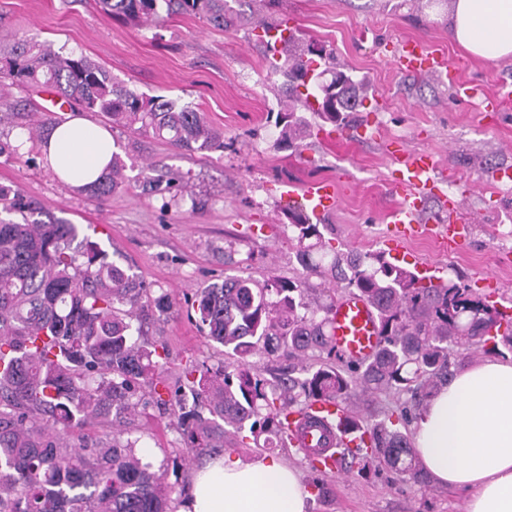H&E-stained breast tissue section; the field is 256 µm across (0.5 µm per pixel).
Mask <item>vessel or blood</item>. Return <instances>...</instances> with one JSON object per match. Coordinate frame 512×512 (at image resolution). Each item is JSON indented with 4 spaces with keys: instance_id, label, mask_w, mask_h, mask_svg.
<instances>
[{
    "instance_id": "b4317fda",
    "label": "vessel or blood",
    "mask_w": 512,
    "mask_h": 512,
    "mask_svg": "<svg viewBox=\"0 0 512 512\" xmlns=\"http://www.w3.org/2000/svg\"><path fill=\"white\" fill-rule=\"evenodd\" d=\"M395 64L408 73L428 74L444 82L452 79L440 56L417 41L408 40L402 44ZM388 155L392 162V190L398 196L399 204L392 212L383 236L387 252L394 257L404 255L414 240L423 238L436 241L443 252L461 251L471 226L457 201L442 199L441 210L434 220L425 217L426 202L433 196L437 182L446 178L435 157L397 145L389 149ZM302 198L312 216L321 219L336 209L339 193L333 182L323 180L308 184ZM329 330L337 351L350 361L369 360L380 346L376 313L363 298L354 294L337 298ZM311 412L324 421V428H291L290 443L314 449L321 436H328L332 446L323 450L316 464L321 470L340 473L342 463L337 448L356 447L361 439L345 431L343 424L347 410L343 405L318 402L312 405Z\"/></svg>"
}]
</instances>
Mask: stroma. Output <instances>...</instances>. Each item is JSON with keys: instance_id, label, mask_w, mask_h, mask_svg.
<instances>
[{"instance_id": "stroma-1", "label": "stroma", "mask_w": 512, "mask_h": 512, "mask_svg": "<svg viewBox=\"0 0 512 512\" xmlns=\"http://www.w3.org/2000/svg\"><path fill=\"white\" fill-rule=\"evenodd\" d=\"M238 20L218 29L191 15L161 26L135 25L101 13L95 0H0V37L52 44L98 63L112 78L147 95L188 103L224 133L225 149L189 154L167 141L112 126L125 160L126 181L97 199L64 184L43 161L0 155V184L20 189L50 215L84 226L110 258L131 266L174 308L147 325L149 340L165 343L167 378L176 381L186 363H224L219 344L199 332L190 316L196 291L225 275L258 281L271 276L304 279L319 300L323 279L297 259L294 230L284 211L285 186L335 178L343 187L337 210L322 233L339 250H381L386 216L397 202L387 185L385 145L397 140L410 151H427L449 170L445 195L459 200L472 219L462 252L442 255L431 240L413 252L440 267V276L469 286L492 275L512 293V179L496 182V169L512 167V99L485 111L478 99L456 97L451 84L401 72L393 55L407 38L440 50L449 71L498 97L512 89V62L489 64L465 55L448 40L438 0H283L281 15L327 54L326 65L350 72L375 98L369 111L350 113L352 126L337 139L306 137L299 149L274 147L279 130L282 79L266 56L259 24L269 17L259 0H237ZM42 89L11 88L0 98V134L15 137L36 114L48 111ZM76 105L52 111L56 121ZM152 164L160 190L143 191L140 170ZM179 179L171 194L163 185ZM206 201L192 211L193 201ZM139 421L149 429L139 444L153 465L182 454L169 416L149 408ZM308 512H466L463 495L404 480L391 469L368 478L346 470L325 479L323 495Z\"/></svg>"}]
</instances>
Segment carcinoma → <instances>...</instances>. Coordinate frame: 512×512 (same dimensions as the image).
I'll list each match as a JSON object with an SVG mask.
<instances>
[{
	"label": "carcinoma",
	"mask_w": 512,
	"mask_h": 512,
	"mask_svg": "<svg viewBox=\"0 0 512 512\" xmlns=\"http://www.w3.org/2000/svg\"><path fill=\"white\" fill-rule=\"evenodd\" d=\"M105 15L160 23L166 14L194 15L215 28L234 24L229 0H98ZM276 31L267 48L285 78L282 92L325 123L336 113L313 107L293 77L316 73L310 51L291 48L295 37ZM50 86L86 112H100L140 135L165 139L190 153L224 150V133L191 106L163 96L139 94L114 81L86 57L64 55L32 40L0 43V87ZM42 113L25 129L32 140L53 128ZM277 150L299 147L310 132L296 109L276 115ZM125 162L112 155L109 171L91 185L96 198L124 184ZM0 512H172L174 487L168 469L154 468L136 452L133 421L138 408L152 407L173 418L190 452L231 447L229 432L263 438L265 448L288 447V416L303 425L318 401L348 403L356 396L404 394L399 412L367 420L347 414L345 430L368 444L341 448L358 473L389 468L420 485L428 484L412 451L408 426L456 366L453 346L487 355L512 353V315L481 293L452 280L424 281L386 260L382 252H340L301 207H288L297 255L306 268L313 252L331 256L327 281L357 294L378 313L381 345L362 363H309L315 354L335 352L329 334L334 297L311 307L306 282L269 277L260 282L226 275L195 294L192 308L207 338L224 347L217 370L193 362L178 386L166 375L161 344L142 339L144 322L168 314L173 302L155 293L133 271L108 254L80 228L46 216L37 201L0 185ZM18 219H13V216ZM301 361L299 375L264 377L253 358ZM151 386L148 399L141 384ZM89 424L102 428L87 441L74 436Z\"/></svg>",
	"instance_id": "carcinoma-1"
}]
</instances>
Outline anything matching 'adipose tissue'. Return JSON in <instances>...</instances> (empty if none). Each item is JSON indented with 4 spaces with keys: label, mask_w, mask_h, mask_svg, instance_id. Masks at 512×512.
Returning <instances> with one entry per match:
<instances>
[{
    "label": "adipose tissue",
    "mask_w": 512,
    "mask_h": 512,
    "mask_svg": "<svg viewBox=\"0 0 512 512\" xmlns=\"http://www.w3.org/2000/svg\"><path fill=\"white\" fill-rule=\"evenodd\" d=\"M448 38L475 59L512 60V0H448ZM41 150L63 183L83 191L116 144L106 127L71 114ZM413 447L430 479L465 495L467 512H512V359L459 370L414 421ZM310 497L299 471L278 458L227 453L195 472L178 512H307Z\"/></svg>",
    "instance_id": "1"
}]
</instances>
